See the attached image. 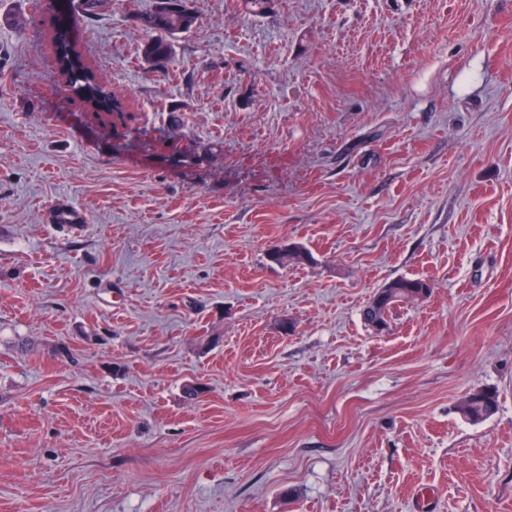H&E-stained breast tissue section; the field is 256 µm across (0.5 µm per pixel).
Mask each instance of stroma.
Listing matches in <instances>:
<instances>
[{"instance_id":"1","label":"stroma","mask_w":512,"mask_h":512,"mask_svg":"<svg viewBox=\"0 0 512 512\" xmlns=\"http://www.w3.org/2000/svg\"><path fill=\"white\" fill-rule=\"evenodd\" d=\"M80 3L0 0V512H512V0H190L164 70ZM54 52L57 65L68 80V87L73 96L80 99L87 106L99 103L102 100H115L123 107L124 102L114 97L112 87L85 63L76 43L65 38L54 43ZM432 291L430 282L419 277H400L378 288L362 311L365 325L382 331L398 303L415 304L427 299ZM470 399L459 412L472 423H480L491 417L498 408L499 395L492 388H480L469 393Z\"/></svg>"}]
</instances>
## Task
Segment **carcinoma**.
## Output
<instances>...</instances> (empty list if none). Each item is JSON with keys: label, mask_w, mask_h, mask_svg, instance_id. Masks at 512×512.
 I'll list each match as a JSON object with an SVG mask.
<instances>
[{"label": "carcinoma", "mask_w": 512, "mask_h": 512, "mask_svg": "<svg viewBox=\"0 0 512 512\" xmlns=\"http://www.w3.org/2000/svg\"><path fill=\"white\" fill-rule=\"evenodd\" d=\"M137 21L150 36L142 43L140 55L152 68L163 67L171 58L174 39L193 29L197 16L189 0H155V8L137 16ZM57 65L68 80L73 96L85 104L99 103L114 97L112 87L85 63L76 43L65 38L54 43ZM432 291L430 282L419 277H400L377 289L362 311L365 325L381 331L398 303L415 304L427 299ZM499 395L492 388H480L470 393V399L459 412L472 423L491 417L498 408Z\"/></svg>", "instance_id": "1"}]
</instances>
